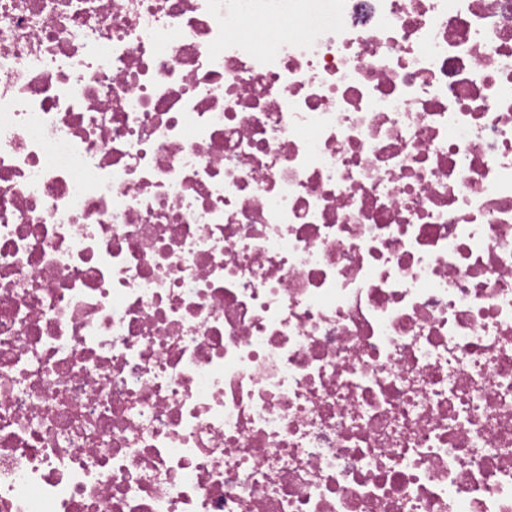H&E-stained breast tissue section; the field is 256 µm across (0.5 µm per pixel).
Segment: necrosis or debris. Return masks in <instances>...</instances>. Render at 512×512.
<instances>
[{
  "label": "necrosis or debris",
  "mask_w": 512,
  "mask_h": 512,
  "mask_svg": "<svg viewBox=\"0 0 512 512\" xmlns=\"http://www.w3.org/2000/svg\"><path fill=\"white\" fill-rule=\"evenodd\" d=\"M0 512H512V0H0Z\"/></svg>",
  "instance_id": "obj_1"
}]
</instances>
